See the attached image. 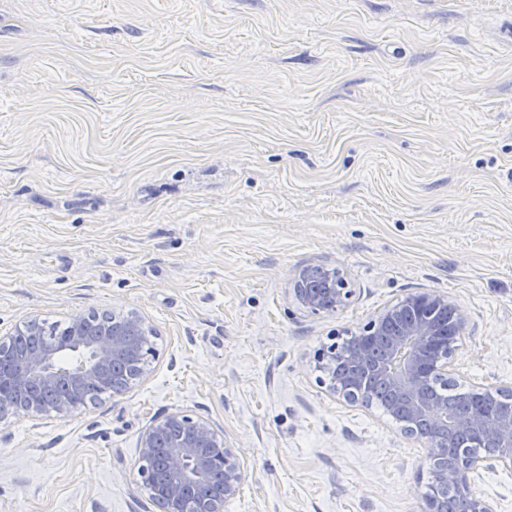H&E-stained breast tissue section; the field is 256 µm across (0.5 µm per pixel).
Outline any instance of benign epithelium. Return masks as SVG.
Here are the masks:
<instances>
[{
  "label": "benign epithelium",
  "instance_id": "7a95c632",
  "mask_svg": "<svg viewBox=\"0 0 512 512\" xmlns=\"http://www.w3.org/2000/svg\"><path fill=\"white\" fill-rule=\"evenodd\" d=\"M324 287L309 286V269L298 272L289 289L292 300L314 314L334 313L352 297L344 274L336 267H320ZM89 315L70 318L68 335L34 351L15 347L19 336H31L40 320L31 317L7 336H0V363L11 364L0 374V422L8 416L55 412L65 418L84 405L76 397L82 387L100 384L103 393L121 394L147 373L151 347L139 336H153L154 327L134 311L107 310L96 316L106 332L88 334ZM467 320L457 305L436 291L410 293L377 314L362 329L345 333L347 351L333 342L314 358L319 383L326 391L350 404L362 402V388L336 371L339 357L363 377L381 379L392 395L387 414L401 435L427 447L434 460L448 447L456 431L496 442L507 453L488 452L444 470L439 483L468 500V512H495L493 504L474 489V474L498 463L512 467V414L492 409L500 393L471 386L466 396L474 408L448 416L446 403L428 389V382L458 383L453 361L459 336ZM224 473L214 497L196 498V489L209 483L214 471ZM136 483L147 492L160 512H224V502L239 491L246 472L238 450L230 447L212 423L182 410L150 418L138 437Z\"/></svg>",
  "mask_w": 512,
  "mask_h": 512
}]
</instances>
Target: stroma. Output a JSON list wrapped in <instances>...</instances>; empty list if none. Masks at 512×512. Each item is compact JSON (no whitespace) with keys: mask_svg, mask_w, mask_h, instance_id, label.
<instances>
[{"mask_svg":"<svg viewBox=\"0 0 512 512\" xmlns=\"http://www.w3.org/2000/svg\"><path fill=\"white\" fill-rule=\"evenodd\" d=\"M322 264L333 314L288 295ZM423 290L460 383L512 389V0H0V336L114 308L157 351L0 423V512H158L137 442L173 409L240 452L224 512H423L422 444L313 363ZM475 490L512 512V468ZM323 274L325 288H310L309 269H301L292 282L289 295L301 307L314 314L335 313L352 297V290L344 274L336 267L318 266Z\"/></svg>","mask_w":512,"mask_h":512,"instance_id":"35a3bbf8","label":"stroma"}]
</instances>
